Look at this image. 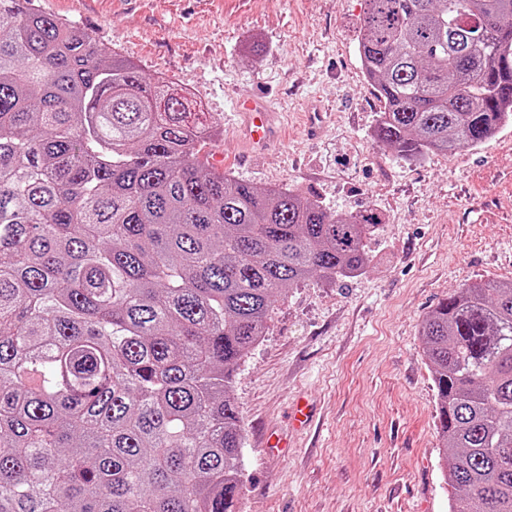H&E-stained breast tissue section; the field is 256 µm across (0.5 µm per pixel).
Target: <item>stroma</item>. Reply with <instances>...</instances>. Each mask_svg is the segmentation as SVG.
Segmentation results:
<instances>
[{
	"mask_svg": "<svg viewBox=\"0 0 512 512\" xmlns=\"http://www.w3.org/2000/svg\"><path fill=\"white\" fill-rule=\"evenodd\" d=\"M37 4L190 93L220 131L202 152L223 153L225 173L383 219L365 271L291 286L235 368L242 512H448L419 326L464 284L512 281V124L416 162L377 143L381 103L357 55L364 0ZM252 94L288 113L258 152L232 108ZM301 396L317 414L298 429L288 408Z\"/></svg>",
	"mask_w": 512,
	"mask_h": 512,
	"instance_id": "35a3bbf8",
	"label": "stroma"
}]
</instances>
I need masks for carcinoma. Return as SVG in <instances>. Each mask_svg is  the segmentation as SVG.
Segmentation results:
<instances>
[{
  "label": "carcinoma",
  "instance_id": "carcinoma-1",
  "mask_svg": "<svg viewBox=\"0 0 512 512\" xmlns=\"http://www.w3.org/2000/svg\"><path fill=\"white\" fill-rule=\"evenodd\" d=\"M358 53L404 159L512 122V0H365ZM196 107L0 0V512H239L235 366L286 288L367 266L380 214L214 172ZM420 336L449 512H512V282Z\"/></svg>",
  "mask_w": 512,
  "mask_h": 512
}]
</instances>
